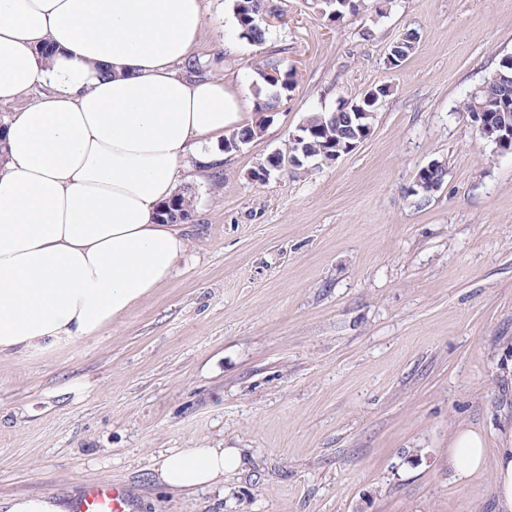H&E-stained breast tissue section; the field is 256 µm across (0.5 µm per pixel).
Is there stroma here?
<instances>
[{
    "label": "stroma",
    "mask_w": 512,
    "mask_h": 512,
    "mask_svg": "<svg viewBox=\"0 0 512 512\" xmlns=\"http://www.w3.org/2000/svg\"><path fill=\"white\" fill-rule=\"evenodd\" d=\"M268 47L297 71L262 135L198 194L172 279L100 335L0 358V496L135 512H494L491 470L457 481L451 430L512 429V155L460 113L512 55V0H390L341 22L281 0ZM196 56L250 93L261 47L205 0ZM417 47L386 57L404 33ZM386 85L369 138L332 164L250 172L316 112ZM446 167L441 189L417 171ZM162 448H231L223 488L175 492ZM130 491L123 486L101 482L85 487L76 512H134Z\"/></svg>",
    "instance_id": "obj_1"
}]
</instances>
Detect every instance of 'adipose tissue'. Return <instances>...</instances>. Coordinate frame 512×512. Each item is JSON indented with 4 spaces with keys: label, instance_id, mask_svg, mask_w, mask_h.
<instances>
[{
    "label": "adipose tissue",
    "instance_id": "adipose-tissue-1",
    "mask_svg": "<svg viewBox=\"0 0 512 512\" xmlns=\"http://www.w3.org/2000/svg\"><path fill=\"white\" fill-rule=\"evenodd\" d=\"M203 25V0H0V106L44 89L0 123V356L98 335L172 278L190 240L158 211L180 162L220 169L212 145L246 117L241 92L182 70ZM489 463L495 512H512V434L492 449L458 427L456 477ZM236 464L168 448L154 472L192 492Z\"/></svg>",
    "mask_w": 512,
    "mask_h": 512
}]
</instances>
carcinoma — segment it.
<instances>
[{
    "instance_id": "cac0c4a2",
    "label": "carcinoma",
    "mask_w": 512,
    "mask_h": 512,
    "mask_svg": "<svg viewBox=\"0 0 512 512\" xmlns=\"http://www.w3.org/2000/svg\"><path fill=\"white\" fill-rule=\"evenodd\" d=\"M316 13L329 15L331 10L338 9L343 16L355 17L360 14L364 0H352V3L342 7H331L325 0H310ZM231 9L240 29V37L258 45L267 41L268 27L260 21L263 13L272 9L271 0H231ZM279 72L282 84L272 87L267 82V72ZM505 79L496 87L486 90H473L464 100L462 111L485 112L493 124H509L512 122V68L503 70ZM296 84V70L284 65L277 51L270 50L262 64L256 69V79L252 83L254 95L259 98L258 108L269 112L277 107L282 97L288 95ZM372 118L356 115L349 109L339 108L334 112L312 113L306 117L303 124L313 131V135L301 143L288 141L285 149L274 153L278 161H286L292 157L304 159L309 155V161L321 163L326 160L329 152L343 151L346 143L358 133L357 127L371 124ZM265 124L256 122L232 133L224 139L228 147L248 144L258 138L264 131ZM196 193L191 186H183L167 202L161 205L158 216L167 223H176L175 214L186 212L195 213Z\"/></svg>"
}]
</instances>
